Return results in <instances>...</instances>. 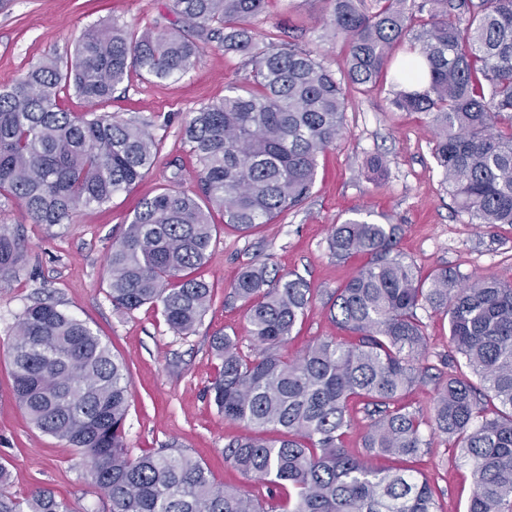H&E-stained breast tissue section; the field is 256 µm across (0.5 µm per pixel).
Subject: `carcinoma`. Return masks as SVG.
Masks as SVG:
<instances>
[{
  "label": "carcinoma",
  "mask_w": 512,
  "mask_h": 512,
  "mask_svg": "<svg viewBox=\"0 0 512 512\" xmlns=\"http://www.w3.org/2000/svg\"><path fill=\"white\" fill-rule=\"evenodd\" d=\"M266 2L172 0L181 27L132 34L115 21L93 26L71 59L33 65L0 91V196L36 224H70L80 209L142 180L159 146L151 122L68 112L63 91L95 107L132 67L179 77L196 65L199 41L213 36L224 53L250 57L253 88L201 105L184 128L203 200L171 188L140 200L107 257L112 305H154L177 335L192 333L211 306L212 288L192 275L214 245L210 208L243 234L271 223L307 198L318 156L342 134L345 97L334 75L305 51L256 47L249 25ZM324 2L328 36L349 43L352 83L376 82L393 47L409 46L393 105L429 116L448 194L471 223L512 224V0ZM329 248L340 261L369 258L329 307L357 340H317L284 356L311 290L266 263L245 266L232 284L253 347L212 338L221 361L213 405L249 428L225 444L224 460L262 482L260 497L217 485L183 452L132 456L125 362L50 298L16 323L14 398L36 429L78 450L109 512H437L416 471L373 463L417 457L424 425L471 462L467 512H512V279L472 280L448 268L422 278L398 249L397 227L366 217L334 225ZM20 260L17 240L0 232V279ZM428 309L448 317L450 350L448 377L424 414L403 399L426 378L415 361L428 347L418 315ZM353 402L369 419L359 450L344 445ZM10 485L0 464V512H77L51 488L20 500Z\"/></svg>",
  "instance_id": "carcinoma-1"
}]
</instances>
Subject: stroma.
Listing matches in <instances>:
<instances>
[{"label":"stroma","mask_w":512,"mask_h":512,"mask_svg":"<svg viewBox=\"0 0 512 512\" xmlns=\"http://www.w3.org/2000/svg\"><path fill=\"white\" fill-rule=\"evenodd\" d=\"M324 9L323 0H268L252 30L262 46L280 32V45L309 51L341 81L346 99L342 135L319 157L309 196L273 223L244 237L225 226L220 210L212 211L215 244L200 274L212 288L213 301L192 334H174L150 305L130 312L115 309L106 259L139 200L163 188L199 194V165L182 138L183 128L201 104L223 98L227 87L249 84V58L225 53L214 39L203 42L196 66L182 76L158 80L135 68L129 71L103 109L123 119L151 121L160 160L133 189L106 205L79 211L72 223L49 225L33 223L16 201L0 197V231L18 237L22 248L15 274L0 282V463L12 473L18 497L49 487L77 512L108 510L77 450L34 428L13 398L9 349L19 316L36 299L52 297L125 359L130 376L125 433L132 455L174 448L201 460L215 483L257 495L262 485L224 461L225 443L245 428L224 420L207 395L221 365L211 350L213 336L248 340L246 308L231 295L243 267L266 261L279 273L306 280L313 302L284 350L291 357L316 339L349 338L332 323L327 300L366 259L336 260L328 242L332 225L355 211L397 225L398 247L421 275L447 267L475 279L512 278V224L477 226L455 208L433 156L428 117L392 106L394 72L369 87L348 82L349 46L343 38L327 37ZM112 19L136 32L180 22L170 0H0V91L40 61L72 56L86 28ZM376 156L385 160L379 173L369 165ZM421 318L429 345L419 366L427 380L405 401L424 411L446 377L449 343L444 315L428 310ZM423 438L429 449L412 466L432 487L438 512H467L474 491L470 463L459 459L443 437L427 430Z\"/></svg>","instance_id":"obj_1"}]
</instances>
